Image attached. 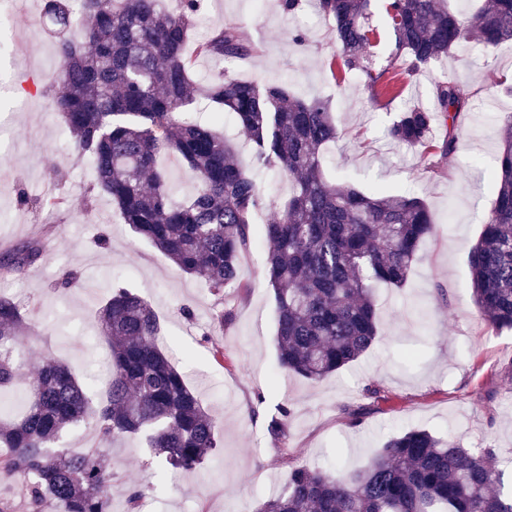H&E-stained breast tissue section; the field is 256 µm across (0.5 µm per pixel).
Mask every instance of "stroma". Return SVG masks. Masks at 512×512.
Segmentation results:
<instances>
[{"label": "stroma", "mask_w": 512, "mask_h": 512, "mask_svg": "<svg viewBox=\"0 0 512 512\" xmlns=\"http://www.w3.org/2000/svg\"><path fill=\"white\" fill-rule=\"evenodd\" d=\"M42 0H24L11 14L14 41L0 55V245L34 242L40 258L0 294L32 316L15 357L32 375L45 357L65 362L90 383L92 400L105 385L91 374L106 342L96 321L112 287L148 301L162 324V348L201 395L220 426V446L191 472L171 475L144 439L106 445L116 485L152 483L138 512H241L287 480L292 467L357 469L392 435L425 428L467 448H493L512 470V331L489 327L472 300L467 257L494 199L492 174L502 135L512 120V95L498 82L512 77V42L493 53L466 44L416 75L397 61V97L372 94L343 68L333 21L312 0L285 14L278 0H208L210 27L237 26L253 52L230 69L239 79H289L299 95L331 101L342 136L327 150L328 177L366 190L381 186L421 197L435 223L403 287L376 288L382 337L360 359L314 383L278 371L276 313L265 278V241L241 260L239 287L212 294L180 272L149 241L122 224L105 199L87 205L91 163L78 157L46 95L28 79H48L58 67L43 29ZM302 35L304 45L292 42ZM453 79L474 96L455 151L430 175L420 149L387 137L404 108L429 104L435 82ZM65 197L63 215L21 209L18 192ZM71 287H59L63 272ZM191 316H184L183 308ZM233 315L212 327L219 311ZM224 348L215 361L212 344ZM379 387L372 397L370 387ZM289 410L286 437L273 441L268 424Z\"/></svg>", "instance_id": "35a3bbf8"}]
</instances>
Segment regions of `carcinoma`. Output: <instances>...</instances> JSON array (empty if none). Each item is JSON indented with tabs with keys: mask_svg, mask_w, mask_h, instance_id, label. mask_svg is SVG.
<instances>
[{
	"mask_svg": "<svg viewBox=\"0 0 512 512\" xmlns=\"http://www.w3.org/2000/svg\"><path fill=\"white\" fill-rule=\"evenodd\" d=\"M206 0H179L169 12L160 0H44L42 21L59 59L60 91L52 108L90 160L92 203L104 197L133 232L180 271L220 294L238 288L239 261L254 243L256 214L275 206L257 174L288 178L292 194L263 226L269 244L265 275L277 311L275 342L282 370L319 381L365 354L379 339L375 286H403L421 242L434 232L417 196L375 187L360 190L325 177L327 146L340 130L330 100L303 98L276 80L192 77L196 59L241 58L251 47L237 29L219 27L194 39ZM333 19L343 65L375 87L402 56L417 74L464 43L493 51L512 42V0H482L470 13L448 0H387L395 53L386 67L370 63L374 29L366 26L372 0H314ZM470 91L448 80L435 86L432 107L401 113L389 137L420 147L435 168L434 125L446 127L441 153L457 143L458 119ZM234 115L247 134L251 165L211 123L186 113L199 101ZM172 154L192 172L196 188L172 198L160 156ZM26 209L57 214L58 196L30 199ZM38 257L30 246L0 261V274H19ZM470 287L479 315L496 329H512V132L504 135L494 172V200L468 255ZM110 349L109 388L98 403L56 360L47 359L26 382L23 416L0 422V465L26 483L32 504L49 501L65 512H112V471L101 449L61 448L62 432L88 423L101 442L142 435L154 457L176 471L197 469L218 447L214 418L157 343L155 309L125 288L111 292L97 312ZM30 317L0 296V392L19 384L15 343ZM491 448L450 444L426 429L389 438L356 470L298 466L278 494L252 512H512V485Z\"/></svg>",
	"mask_w": 512,
	"mask_h": 512,
	"instance_id": "obj_1",
	"label": "carcinoma"
}]
</instances>
